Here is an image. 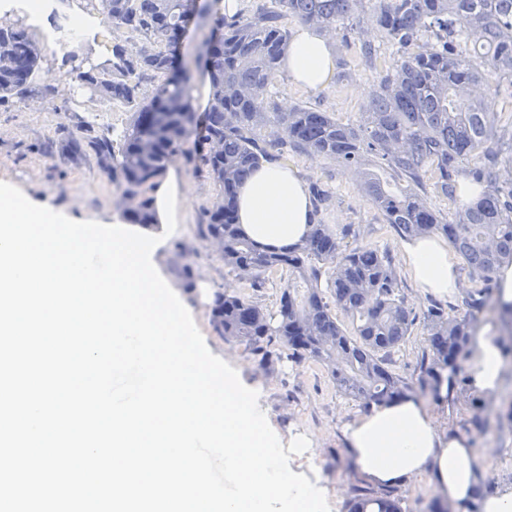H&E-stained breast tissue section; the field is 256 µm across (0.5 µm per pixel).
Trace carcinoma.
Listing matches in <instances>:
<instances>
[{"mask_svg":"<svg viewBox=\"0 0 512 512\" xmlns=\"http://www.w3.org/2000/svg\"><path fill=\"white\" fill-rule=\"evenodd\" d=\"M104 22L144 33L136 52L112 46V58L80 73L93 95L131 107L119 143L105 139L97 149L124 182L126 214L149 226L154 186L177 151L206 168L215 198L206 211L204 235L221 243L224 266L261 288L268 274L287 269L305 288H283L277 310L236 293H218L211 320L218 333L267 354L279 339L291 359L331 366L336 389L363 405L406 398L414 386L438 394L447 372L459 377V394L476 412L485 401L461 375L478 336V314L490 310L501 324L502 355L512 363V306L494 295L497 268L512 263V0H373L387 42L397 47L380 77L363 120L344 123L327 112L299 106L291 112L267 111L270 85L283 65L291 17L321 30L353 31L364 0H274L279 9L250 19L218 13L211 0L203 17L211 25L201 43L203 61L178 51L188 31V0H89ZM41 48L26 27L0 28V99L23 97L41 60ZM202 72L210 86L202 143L196 142L191 85ZM159 78L154 91L141 88V76ZM494 80L502 110L488 112L470 96L471 87ZM272 122L308 155H327L359 166L363 151L383 161L390 176L410 188L396 193L389 179L370 173L368 197L387 223L406 237L439 232L459 253L477 289L453 313L433 305L423 316L426 348L413 384L389 367L416 316L400 295L396 272L378 249L351 246L328 224H315L293 250L275 251L246 238L236 223V186L269 153L252 131ZM465 171L485 184L471 207L446 218L417 192L431 185L455 196V177ZM331 264V273L322 266ZM352 321L339 323L336 311ZM349 512H408L389 496L355 498Z\"/></svg>","mask_w":512,"mask_h":512,"instance_id":"cac0c4a2","label":"carcinoma"}]
</instances>
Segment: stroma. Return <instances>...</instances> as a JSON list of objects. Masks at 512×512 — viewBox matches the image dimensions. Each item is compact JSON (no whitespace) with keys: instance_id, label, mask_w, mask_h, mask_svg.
Returning <instances> with one entry per match:
<instances>
[{"instance_id":"1","label":"stroma","mask_w":512,"mask_h":512,"mask_svg":"<svg viewBox=\"0 0 512 512\" xmlns=\"http://www.w3.org/2000/svg\"><path fill=\"white\" fill-rule=\"evenodd\" d=\"M28 34L41 45V70L33 74L25 97L0 100V179L35 201L47 200L56 206L76 203L79 212L89 219L120 214L123 182L108 174L95 143L118 139L130 112L121 102L90 95L80 88L68 57L74 54L82 60L90 59L95 49H108L116 43L131 48L140 41V34L105 23L94 35L69 36L59 44L45 42L41 31L35 28L29 29ZM328 40L339 63L329 86L319 91L300 89L289 83L285 72H278L270 88L274 111L307 106L332 113L342 122L358 123L378 88L386 61L397 50L385 40L369 6L361 15L357 31L346 35L336 30ZM365 43L378 48L376 61L369 62L361 56L360 47ZM47 69L56 70L57 82L43 80L42 73ZM70 135L83 140L80 154L62 149V141ZM271 155L276 162H293L310 192L324 193V200L316 204L319 223L330 225L339 233L347 232L349 244L367 245L387 254L400 280V293L416 314H424L436 303L451 308L461 306L467 291L474 289L463 264L458 267L460 288L451 296H426L414 287L400 260L404 238L369 200L362 168L346 167L323 155L308 156L288 141L273 149ZM172 162L191 186L192 197L182 224L155 255L162 278L194 318L208 349L234 367L246 387L259 390L260 407L270 427L283 435L301 431L312 439L313 446L302 463L315 468L330 512H348L351 500L367 491L368 485L356 470L344 431L354 419L369 414V407L337 392L325 365L288 358L279 341L271 342L269 356L263 359L217 334L209 306L200 302L197 291L184 287L185 264H193L196 281L208 283L211 292L228 289L259 301L271 311L276 310L280 290L291 275L285 269L275 271L263 288L255 290L225 268L220 253L200 232L204 211L214 197L208 174L204 168L188 163L183 153H175ZM511 396L512 365L506 369L499 394L486 403L482 414L484 433L469 426L470 414L463 404L453 405L439 418L440 425L464 431L475 448L497 449L496 457L484 461L482 484L489 492L512 480V422L507 420L503 405L504 399Z\"/></svg>"}]
</instances>
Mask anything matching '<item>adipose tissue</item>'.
<instances>
[{"instance_id": "obj_1", "label": "adipose tissue", "mask_w": 512, "mask_h": 512, "mask_svg": "<svg viewBox=\"0 0 512 512\" xmlns=\"http://www.w3.org/2000/svg\"><path fill=\"white\" fill-rule=\"evenodd\" d=\"M284 68L294 86L320 90L334 75V58L323 33L299 25L288 45ZM237 222L260 245L291 249L316 221L314 202L297 166L262 163L236 188ZM401 261L417 288L439 297L459 288L457 258L444 238L429 234L405 241ZM498 334L483 326L466 367L480 395H494L502 381ZM347 443L361 475L382 486L429 476L436 494L451 503L480 497L482 512H512V484L482 493L481 461L470 439L438 427L426 406L403 399L380 405L349 427Z\"/></svg>"}]
</instances>
